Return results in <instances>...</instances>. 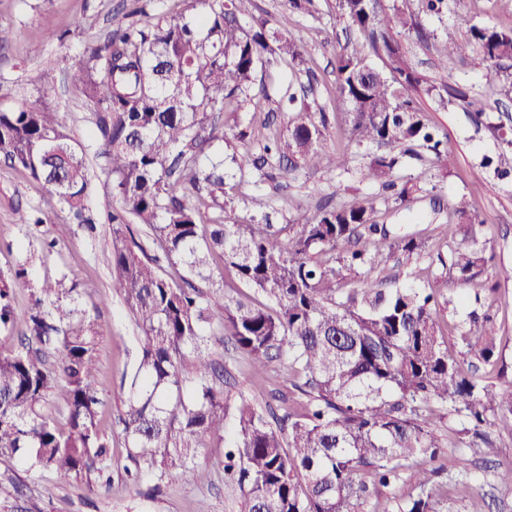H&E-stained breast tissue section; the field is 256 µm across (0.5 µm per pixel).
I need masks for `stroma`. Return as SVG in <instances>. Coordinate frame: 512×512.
<instances>
[{
  "mask_svg": "<svg viewBox=\"0 0 512 512\" xmlns=\"http://www.w3.org/2000/svg\"><path fill=\"white\" fill-rule=\"evenodd\" d=\"M255 3L253 17L267 19L271 28L296 40L307 51L304 70L282 63L270 70L265 83L280 93L314 84L315 92L308 101L312 111L321 110L327 115L324 146L346 153L348 165L343 170L299 169L286 179H266L255 186L240 184L224 196L225 215L248 219L270 212L276 224L285 226L312 216L320 202L338 205L357 195L374 207L377 221L388 225L392 234L424 231L428 238L425 252L401 259L400 265L402 270L416 271L417 285L434 289L442 299L436 319L449 350L464 371L475 373L484 383L496 384L504 377L512 380V181L498 179L483 167V156L497 152L499 142L488 129L477 128L469 116L475 104L484 109L491 122L507 121L512 117V94L501 91L478 49L446 64L437 53V42L447 32H454L462 40L471 24L511 29L512 0H450L442 17L422 20L427 29L434 31V39L421 42L407 31L400 36L408 59L428 82L460 87L468 94L467 100L445 108L431 97H420L427 118L448 140L449 165L441 167L428 156L420 161L406 160L394 171L396 184L415 187L416 200L408 209L399 206L392 193L383 191L378 183L362 178L378 149L350 140L348 108L336 92V75L330 66L336 42L343 36L334 0H317L319 12L312 16L289 13L286 0ZM122 8L123 0H0V24L13 31L11 42L0 48V103L48 101L63 114L70 134L93 146L92 114L68 86L66 72L77 50L112 30L113 17ZM77 16L82 17L83 25L75 30L71 23ZM62 31L68 34L66 42L52 40V33ZM36 68L43 72L46 82L41 92L26 83L29 70ZM269 112L274 113L279 130L287 131L292 114L273 99L258 98L244 111L217 115L226 137L215 141L212 150L227 157L226 172L234 170L230 157L253 146L252 141L237 140V132L259 126ZM465 194L485 225L487 251L494 256L474 282L482 305L494 317L499 348L489 363L482 362L457 340L453 325L464 317L467 307L459 300L461 285L441 263L451 240L448 209ZM33 208L44 213L45 223H17V210ZM65 223L70 226L69 234L56 240V225ZM111 236L108 224L97 225L92 232L70 224L68 212L49 195L42 181L0 163V273L9 274L21 265L28 269L27 278L13 285L16 324L24 326L31 294L44 279H65L82 294L103 328L97 347L100 419L112 438L113 460L112 485L104 488L89 477L39 473L28 470L17 458L0 455V512H22L26 507L32 512H197L202 506L208 512H240V492L224 477V441L210 442L198 457L199 464L211 472L210 483L198 485L170 474L163 481L162 494L149 502L139 496L123 470L128 463L127 449L118 416L141 337L121 300L112 293L109 271L99 262ZM448 298L453 299V306H445ZM213 350L231 373L230 394H245L262 405L269 402L271 391L289 390L284 364L273 363L269 374L261 378L254 375L248 358L231 341L215 343ZM457 427L456 418L447 416L435 428L436 435L449 445L447 455L439 461L442 472L437 482L450 488L438 498L440 512H512V491L495 487L493 481L494 467L512 461V419L492 418L494 453L471 455V464L464 473L457 464L462 451L454 446Z\"/></svg>",
  "mask_w": 512,
  "mask_h": 512,
  "instance_id": "1",
  "label": "stroma"
}]
</instances>
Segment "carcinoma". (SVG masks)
<instances>
[{"mask_svg": "<svg viewBox=\"0 0 512 512\" xmlns=\"http://www.w3.org/2000/svg\"><path fill=\"white\" fill-rule=\"evenodd\" d=\"M120 24L101 42L71 57L68 78L91 111L98 155L106 159L112 196V237L100 261L112 273V293L123 302L143 343L119 420L133 467L158 479L176 471L204 483L199 449L224 436V473L242 495L243 512H358L382 487L401 479L411 462L418 493L380 512H436L443 445L434 434L448 413L461 429L458 447L493 450L489 417H512V380L497 386L466 374L448 350L434 312L437 298L414 284L415 273L376 276L392 250L420 254L426 238L416 232L390 237L375 210L354 195L318 207L294 227L288 240L265 214L254 223L203 218L197 203L224 211V161L205 162L206 147L224 132L212 113L237 112L261 96L258 76L278 61L301 66V44L269 32L267 21L245 29L240 16L254 0H200L192 20L153 23L147 0H131ZM336 16L357 37L337 43L336 87L352 115L350 138L390 147L365 177L377 181L408 207L413 190L396 188L393 172L405 157L425 149L448 160L440 131L420 108L417 94L435 90L409 62L398 40L426 31L402 6L387 13L382 0H335ZM470 38L452 33L440 43L443 60L476 46L490 67L512 58V29L469 26ZM259 146L241 155L240 174L263 179L272 162L337 170L340 152L321 142L325 116L305 105L294 112L284 139L269 121ZM487 160L500 177L512 174V137ZM0 158L43 181L73 224L96 229L90 207L84 145L73 138L56 108L0 104ZM461 197L448 212V233L466 244L450 250L448 271L472 282L487 266L482 224ZM141 224L162 256L149 255L128 239ZM222 260L243 291L230 296L214 278ZM176 277L162 271V261ZM355 288L345 287L351 276ZM64 280H45L33 294L22 349L0 353V454L17 455L29 468L60 476L112 479V438L99 426L101 336L96 318L79 307ZM276 303L268 312L255 296ZM9 278L0 275V334L15 328ZM489 314L473 310L456 324L462 344L483 361L494 356ZM230 336L254 373L288 361L296 395L280 416L245 396L224 393L229 371L211 343ZM193 367L197 380L186 386ZM66 415L60 425L57 415Z\"/></svg>", "mask_w": 512, "mask_h": 512, "instance_id": "carcinoma-1", "label": "carcinoma"}]
</instances>
